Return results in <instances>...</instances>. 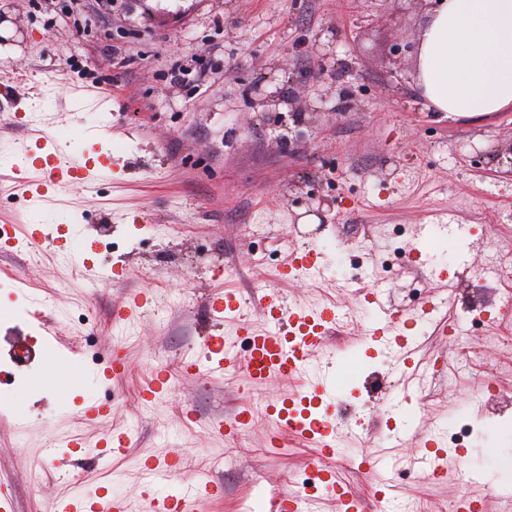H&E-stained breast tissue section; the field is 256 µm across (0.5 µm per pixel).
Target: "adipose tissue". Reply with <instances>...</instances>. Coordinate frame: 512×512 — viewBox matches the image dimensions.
Returning a JSON list of instances; mask_svg holds the SVG:
<instances>
[{"label": "adipose tissue", "instance_id": "ef3b65f1", "mask_svg": "<svg viewBox=\"0 0 512 512\" xmlns=\"http://www.w3.org/2000/svg\"><path fill=\"white\" fill-rule=\"evenodd\" d=\"M417 67L436 111L476 116L512 107V0H438Z\"/></svg>", "mask_w": 512, "mask_h": 512}]
</instances>
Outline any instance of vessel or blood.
<instances>
[{
  "label": "vessel or blood",
  "instance_id": "b4317fda",
  "mask_svg": "<svg viewBox=\"0 0 512 512\" xmlns=\"http://www.w3.org/2000/svg\"><path fill=\"white\" fill-rule=\"evenodd\" d=\"M42 155L39 159L38 175H30L28 169L13 166L11 173L29 200L43 202L53 197L64 186L87 188L95 184L106 169L104 162L68 159L59 154L51 136L40 134L35 138ZM323 257L314 248L299 249L289 253L280 274L282 281H289L299 274L320 275ZM430 275L440 295L434 296L429 305L418 313L421 321L434 320L446 305L447 288L453 280L448 267L434 264ZM364 305L369 319L364 327L366 339L389 345L395 350L397 370L403 378L402 389L395 398L394 407L406 409L413 392L419 391L428 368L414 358V344L410 337L398 329L394 312L378 297L365 298ZM214 316L232 317L238 335L244 336L246 348L237 352L226 337L213 336L206 343L204 357H194L184 362L185 373L198 376H218L232 370L240 371L252 385L261 386L275 379L295 382V389L254 403L244 399L240 412L228 428L229 436H237L252 424L256 406H263L265 417L275 427L277 434H290L315 448L317 459H325L336 453L335 422L330 407L339 401L338 380H307L312 353L318 351L330 330L343 319L335 306H325L312 311L301 306L287 305L280 291H265L259 300L262 324H255L243 313V303L238 289L228 288L214 293L209 300ZM148 472L157 487L155 493L156 512H186L188 505H202L210 497V483L196 479L187 483L182 479L178 457L172 456L149 466ZM323 490L333 500L338 512H364L365 502L336 479L334 475L324 478ZM55 512H127L128 505L123 495L100 494L98 489L58 498Z\"/></svg>",
  "mask_w": 512,
  "mask_h": 512
}]
</instances>
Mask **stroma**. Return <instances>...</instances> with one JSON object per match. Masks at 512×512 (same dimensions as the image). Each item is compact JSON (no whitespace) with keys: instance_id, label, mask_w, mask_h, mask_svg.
I'll return each instance as SVG.
<instances>
[{"instance_id":"obj_1","label":"stroma","mask_w":512,"mask_h":512,"mask_svg":"<svg viewBox=\"0 0 512 512\" xmlns=\"http://www.w3.org/2000/svg\"><path fill=\"white\" fill-rule=\"evenodd\" d=\"M427 18L408 0H0L14 44L0 61V162L25 158L20 120L49 132L62 155L112 157L90 188H62L37 206L11 190L0 200V222L17 238L37 221L80 230L68 257L49 239L0 252V491L14 512H53L90 482L122 493L130 512H151L145 464L174 454L185 475L223 488L198 512H265L271 492L301 489L313 447L289 435L271 442L261 418L235 439L215 430L244 397L275 396L289 382L182 372L208 337L232 335V320L208 308L227 287L255 321L269 288L291 305L348 311L321 348L348 358L338 375L350 412L336 430L339 455L322 465L357 495L371 499L386 475L360 469L357 456L404 428L411 440L399 457L439 456L442 475L397 468V512L418 498L449 512L463 494L481 512H512L498 495L512 489L501 464L512 458V357L491 343L512 288L486 281L492 256L512 251V110L434 111L416 72ZM267 76L301 124L287 142L277 110L249 98ZM425 224H463L486 241L458 264L442 312L456 328L449 336L414 320L433 294L427 254L455 262L458 246L449 235L420 238ZM308 246L323 253L322 277L281 281L288 252ZM88 263L129 273L106 284ZM368 290L401 313L417 358L444 366L416 394L414 414L390 408L393 354L362 340L358 294ZM136 294L138 315L121 320L116 306ZM49 342L74 362L66 400L32 383ZM115 347L127 369L100 385ZM465 348L477 354L467 368ZM153 370L169 386L149 409L140 390ZM91 397L110 414L84 417ZM458 420L480 432L467 448L484 482L468 479L441 433ZM118 426L130 432L124 458L90 452ZM67 438L80 446L64 447Z\"/></svg>"}]
</instances>
